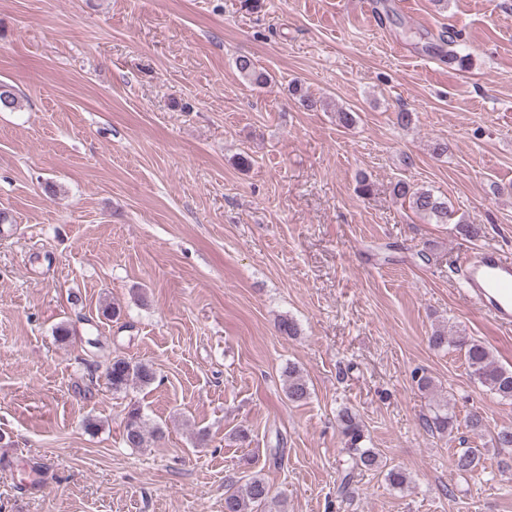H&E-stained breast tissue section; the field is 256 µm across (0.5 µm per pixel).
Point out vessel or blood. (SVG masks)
<instances>
[{
	"label": "vessel or blood",
	"instance_id": "b4317fda",
	"mask_svg": "<svg viewBox=\"0 0 512 512\" xmlns=\"http://www.w3.org/2000/svg\"><path fill=\"white\" fill-rule=\"evenodd\" d=\"M462 262L467 268L469 303L498 327L512 330V262L492 248L464 256Z\"/></svg>",
	"mask_w": 512,
	"mask_h": 512
}]
</instances>
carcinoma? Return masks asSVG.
<instances>
[{
	"label": "carcinoma",
	"instance_id": "cac0c4a2",
	"mask_svg": "<svg viewBox=\"0 0 512 512\" xmlns=\"http://www.w3.org/2000/svg\"><path fill=\"white\" fill-rule=\"evenodd\" d=\"M238 72L252 84L266 85L271 81L268 72L256 67L248 56L236 59ZM395 194L408 202L418 214L437 224H446L451 217L448 206L428 190L413 188L409 183L399 181L394 186ZM429 345L437 350L453 348L463 353L469 375L488 392L504 401H512V369L498 366L490 349L481 341L467 336H450L443 329H436L428 338ZM108 380L116 393L132 386H148L155 380L153 366L142 361H135L124 356L112 357L107 368ZM285 393L294 404H302L310 396V387L303 372L294 364L288 365L283 372ZM336 421L345 441L349 456L348 468L341 473L337 491L347 493L355 475L362 471L383 470L389 485L403 489L411 483L410 476L396 466L383 463L381 454L366 444L364 425L358 415L347 406L336 412ZM426 426L440 433H445L454 426L453 414L448 409H439L434 416L426 420ZM163 434L160 425L148 423L138 406H131L123 420V442L130 448H144ZM492 447L498 452H512V426H503L490 433ZM483 451L480 448H465L454 453L451 465L456 473L471 475L482 466ZM270 486L265 478L254 473L240 485L231 480L224 491V512H265L270 499Z\"/></svg>",
	"mask_w": 512,
	"mask_h": 512
}]
</instances>
